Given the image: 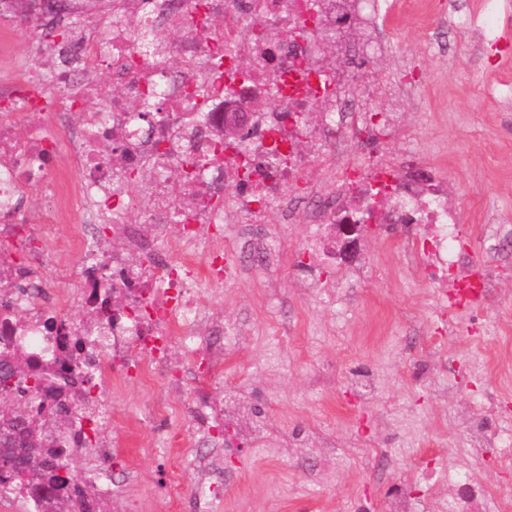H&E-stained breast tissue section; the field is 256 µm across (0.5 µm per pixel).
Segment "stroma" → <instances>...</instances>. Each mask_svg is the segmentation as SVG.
Returning a JSON list of instances; mask_svg holds the SVG:
<instances>
[{
	"label": "stroma",
	"mask_w": 512,
	"mask_h": 512,
	"mask_svg": "<svg viewBox=\"0 0 512 512\" xmlns=\"http://www.w3.org/2000/svg\"><path fill=\"white\" fill-rule=\"evenodd\" d=\"M423 2L391 19L395 56L426 88L404 119L491 286L480 305L441 312L440 290L408 264L398 226L386 224L363 233L327 294L297 288L284 258L267 278L242 269L221 300L203 295L212 320L244 327L212 381L213 405L225 423L259 419L268 434L225 459L217 512H387L412 459L419 469L406 487L417 512H448L463 482L486 492L481 512L512 502V465L502 462L512 452V0H497L499 42L488 61L462 35L449 51L430 52L448 0ZM35 28L0 0V37L29 61L42 54ZM271 336L281 339L275 368L266 361ZM360 379L372 381L371 396H358ZM161 394L158 383H135L112 399L132 474L111 512H174L171 472L187 489L198 479L192 459L202 447L184 420L152 416ZM491 396L500 402L496 438L476 447L471 425Z\"/></svg>",
	"instance_id": "35a3bbf8"
}]
</instances>
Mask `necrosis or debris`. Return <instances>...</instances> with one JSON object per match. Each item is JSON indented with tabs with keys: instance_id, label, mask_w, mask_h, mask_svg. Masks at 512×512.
<instances>
[{
	"instance_id": "4bbe7bcc",
	"label": "necrosis or debris",
	"mask_w": 512,
	"mask_h": 512,
	"mask_svg": "<svg viewBox=\"0 0 512 512\" xmlns=\"http://www.w3.org/2000/svg\"><path fill=\"white\" fill-rule=\"evenodd\" d=\"M101 19L51 11L42 21L51 75L26 64L0 77V361L38 359L42 375L26 384L47 411L70 402L75 420L47 426L58 463V495L80 487L85 512H107L128 469L108 434L112 391L159 380L153 412L177 410L199 441L217 449L254 441L260 426L233 430L214 412L209 379L222 371L241 327L225 324L223 342L207 345L199 329L210 315L204 287L220 288L242 265L229 224H308L298 282L308 294L329 288L326 259L341 249L340 224H417L427 239H407L406 258L439 287L466 252L455 209L430 176L400 175L370 143L410 144L402 113L418 80L389 75L373 83L351 76V60L391 53L381 0H106ZM368 43L342 46L331 64L324 47L354 23ZM111 71L122 95L102 93ZM98 108L81 124L69 113ZM152 102L141 113L133 102ZM244 122L224 141V117ZM66 153L65 172L51 165ZM189 179L173 180L178 171ZM53 198L43 225L23 210L32 192ZM174 224L173 238H148L129 223ZM76 215L64 258L75 274L46 272L47 225ZM121 227L119 245L104 232ZM182 365H173V352ZM93 450V475L68 463ZM169 491L188 512H215L224 484L207 479Z\"/></svg>"
}]
</instances>
